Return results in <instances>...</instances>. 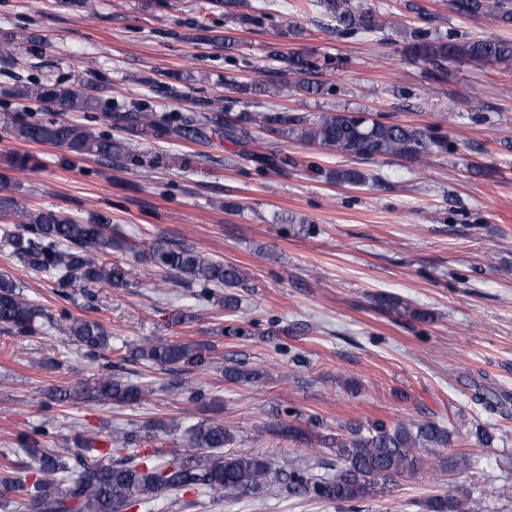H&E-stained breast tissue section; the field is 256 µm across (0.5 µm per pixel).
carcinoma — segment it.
I'll use <instances>...</instances> for the list:
<instances>
[{
    "label": "carcinoma",
    "mask_w": 512,
    "mask_h": 512,
    "mask_svg": "<svg viewBox=\"0 0 512 512\" xmlns=\"http://www.w3.org/2000/svg\"><path fill=\"white\" fill-rule=\"evenodd\" d=\"M316 13L336 23V28L354 34L370 35L384 31L385 22L375 9L354 0H306ZM449 7L462 16L484 15L497 24L512 25V0H450ZM412 60L426 66L428 76L437 81L448 78V62L469 60L501 68L512 67V42L503 39H472L460 43L429 40L430 33L416 29ZM269 57L283 63V69L267 80L242 84L246 94L274 96L279 90L275 78L296 75L297 92L312 93L322 87L323 71L301 53L272 50ZM9 94L28 102L53 103L64 112H92L102 109L100 96L75 87L45 82L17 85ZM224 127V140L240 147L238 156L258 168L275 173L288 170V158L248 148L251 129L271 137L293 138L303 143L328 147L345 156L363 158L404 157L423 161L436 152L448 150L447 141L426 130L398 123L372 120L362 122L351 112H323L301 115L282 109L266 112L242 110L222 112L220 101L199 100L196 110L175 118L155 112L127 110L112 112V125L142 136L172 134L188 141L208 138V125ZM10 132L14 139L48 144L86 158L110 159L117 163L130 156L129 143L122 138L103 137L90 129L68 122L42 123L15 119ZM338 184L361 186L368 176L354 168L327 173ZM16 218L18 231L4 236L7 256L23 267L51 275L58 285L57 297L68 302L76 294H88L95 287L124 288L129 285L125 266L106 259L112 249L110 224L101 218L79 222L52 211L24 209L11 197H0V219ZM153 264L175 273L179 280L200 287L197 296L206 298L224 288L220 303L226 311L238 309L237 289L247 287V271L234 264L204 256L187 245H171L158 240L148 247ZM45 316L31 305L16 282L0 276V325L21 336H32L41 329L38 319ZM47 317V316H45ZM59 318L68 321L67 333L73 342L91 353L112 351L111 336L102 323L72 316L61 309ZM48 322L54 318L47 317ZM206 347L195 342L172 343L146 339L119 361H146L164 371L186 372L206 364ZM257 368L233 364L224 367V378L253 385L259 381ZM54 404L86 398L107 405L136 406L148 400L151 389L135 384L117 365L94 381L83 382L76 390L52 389ZM321 422L311 415L305 426L277 423L276 434L298 447L275 458L255 451L224 452L235 441V434L222 419H205L187 430L188 448H146L154 434L135 427L117 435H79L69 448H45L41 440L54 435L52 420L46 419L18 437L17 447L0 452V503L18 502V512H122L133 506L149 510L158 496L194 495L190 503L204 498L221 504L226 498H254L271 483H284L288 494L313 498L361 512L359 502L390 485L414 476L422 458L434 456L448 446L450 431L431 419L388 425L381 420L351 422L349 436L342 438L318 431ZM318 448H330L335 457V473L318 477L306 460ZM33 461L34 476H18L19 453ZM424 512H473L468 495H433L424 503Z\"/></svg>",
    "instance_id": "1"
}]
</instances>
